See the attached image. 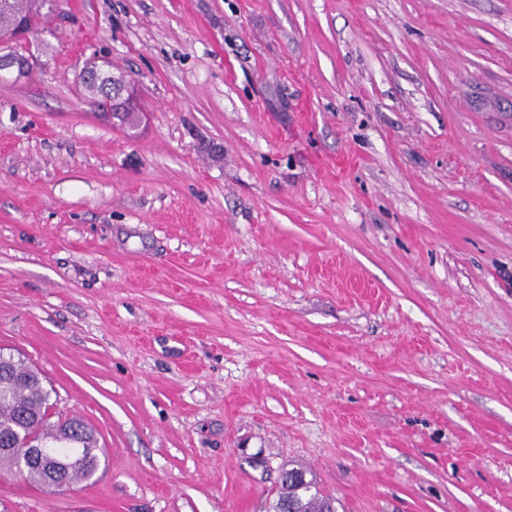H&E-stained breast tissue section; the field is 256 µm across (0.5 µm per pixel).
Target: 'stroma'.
Returning <instances> with one entry per match:
<instances>
[{
  "label": "stroma",
  "instance_id": "35a3bbf8",
  "mask_svg": "<svg viewBox=\"0 0 512 512\" xmlns=\"http://www.w3.org/2000/svg\"><path fill=\"white\" fill-rule=\"evenodd\" d=\"M25 51L0 353L100 465L0 512H266L297 464L338 512H512V0H59ZM96 63V68L94 69V74L99 78L112 79V92H110L112 104L121 103L126 106L134 104L133 93L131 90L130 82H128L123 76H115L114 74L109 73V70L106 67H109L107 62L102 61V64H98L97 60H94Z\"/></svg>",
  "mask_w": 512,
  "mask_h": 512
}]
</instances>
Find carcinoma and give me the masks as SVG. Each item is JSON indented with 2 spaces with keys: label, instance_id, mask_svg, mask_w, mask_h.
Instances as JSON below:
<instances>
[{
  "label": "carcinoma",
  "instance_id": "1",
  "mask_svg": "<svg viewBox=\"0 0 512 512\" xmlns=\"http://www.w3.org/2000/svg\"><path fill=\"white\" fill-rule=\"evenodd\" d=\"M56 0H0V35L10 37L21 18L42 17L55 11ZM107 118L118 121L120 126H133L139 121L136 111L113 105ZM40 374L23 359L0 354V448L13 432L21 431L32 421L40 424V430L51 452L60 448L56 443L57 424L46 419L49 396L40 384ZM79 439L85 448H97L94 430L85 422L76 421ZM21 478L37 486L41 473L32 468L23 471L19 458L11 453H0V478ZM309 488L297 492L300 512H330L332 501L323 495L316 476L308 473Z\"/></svg>",
  "mask_w": 512,
  "mask_h": 512
}]
</instances>
